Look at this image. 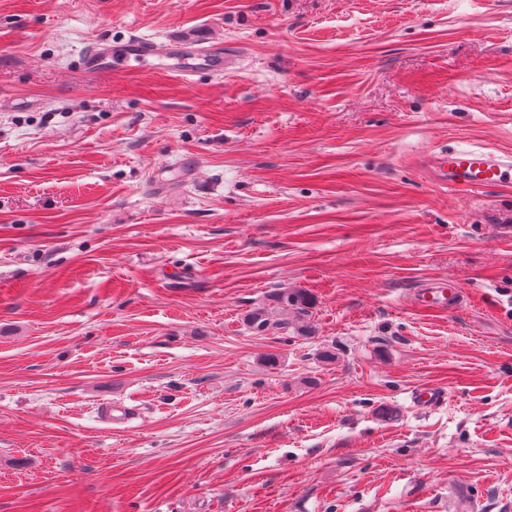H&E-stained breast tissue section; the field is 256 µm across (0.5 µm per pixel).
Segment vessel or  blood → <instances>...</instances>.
I'll return each mask as SVG.
<instances>
[{"mask_svg":"<svg viewBox=\"0 0 512 512\" xmlns=\"http://www.w3.org/2000/svg\"><path fill=\"white\" fill-rule=\"evenodd\" d=\"M234 58L223 42L174 32L160 41L133 35L117 46L94 43L80 52L78 65L93 77L115 70L136 77L150 69H163L186 79L202 71L224 75L233 68ZM432 169L436 181L451 189L512 184V156L489 147H459L435 155Z\"/></svg>","mask_w":512,"mask_h":512,"instance_id":"b4317fda","label":"vessel or blood"}]
</instances>
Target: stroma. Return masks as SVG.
Here are the masks:
<instances>
[{"mask_svg":"<svg viewBox=\"0 0 512 512\" xmlns=\"http://www.w3.org/2000/svg\"><path fill=\"white\" fill-rule=\"evenodd\" d=\"M174 31L235 68L76 62ZM467 145L512 153V0H0V512H512V187L429 170ZM278 288L310 336L245 324Z\"/></svg>","mask_w":512,"mask_h":512,"instance_id":"stroma-1","label":"stroma"}]
</instances>
